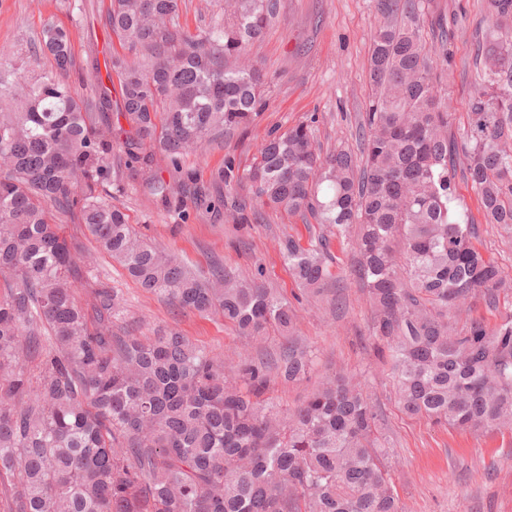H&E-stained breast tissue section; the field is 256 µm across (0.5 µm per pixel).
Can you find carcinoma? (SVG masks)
Instances as JSON below:
<instances>
[{"instance_id": "cac0c4a2", "label": "carcinoma", "mask_w": 512, "mask_h": 512, "mask_svg": "<svg viewBox=\"0 0 512 512\" xmlns=\"http://www.w3.org/2000/svg\"><path fill=\"white\" fill-rule=\"evenodd\" d=\"M182 0H110L107 25L131 60L104 58L119 98L92 69L94 97L72 80L73 32L44 25L38 72L0 45V479L8 512H402L380 443L382 412L336 373L305 404L264 403L273 380L307 377L310 352L275 288L230 268L208 275L148 241L112 203V152L169 216L186 222L207 188L181 164L217 131L245 132L268 105L250 56L281 0H224L196 32ZM370 100L360 154L322 151L316 114L272 131L249 165L233 150L214 173L236 224L268 208L312 217L307 244L280 252L300 294L354 254L366 288L368 340L383 345L396 398L411 417L512 434V313L494 326L457 313L496 304L512 278L476 246L457 193L477 194L485 223L512 244V0H482L476 88L456 164L440 78L453 73L455 33L433 0H375ZM168 172L163 176L162 172ZM85 228L144 291L240 335L274 331L277 358L224 361L177 332L143 340L119 330L122 299L79 264L60 225ZM86 288L82 302L75 284ZM53 341L47 347L46 339Z\"/></svg>"}]
</instances>
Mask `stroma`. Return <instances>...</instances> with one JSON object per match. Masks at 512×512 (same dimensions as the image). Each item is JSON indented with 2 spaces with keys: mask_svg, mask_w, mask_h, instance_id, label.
I'll use <instances>...</instances> for the list:
<instances>
[{
  "mask_svg": "<svg viewBox=\"0 0 512 512\" xmlns=\"http://www.w3.org/2000/svg\"><path fill=\"white\" fill-rule=\"evenodd\" d=\"M70 0H0V44L13 46L23 60L38 70L51 67L49 59L33 53L43 25L50 20L74 32L78 66L89 67L93 58L125 55L126 50L105 24L109 0H82V11ZM456 31L455 66L448 81L454 111L450 131L460 135L468 123L466 102L474 83L470 35L481 18L480 0H435ZM281 11L266 37L251 48L269 79V103L247 132L220 136L203 149L184 157L201 182L224 162L227 149H235L242 163H250L268 131L288 129L310 115H318L317 140L323 150L338 144L355 147V124L363 116L370 86L367 65L373 0H281ZM131 224L166 251L200 269L214 263L246 275H260L287 298L296 299V333L314 353L307 378L298 383L274 382L270 404L286 410L300 405L318 384L336 370L353 373L366 384L380 407L382 440L390 450L391 480L404 512H512V436L460 431L431 425L410 417L398 406L392 380L367 336L369 306L358 284L340 279L323 294L298 299L278 239L289 233L309 242L316 224L300 217L266 213L260 224H232L223 213L191 210L187 222L176 223L144 196L137 180L124 181L115 199ZM94 272L115 288L124 300L122 321L140 336L158 330L181 332L192 342L233 357L276 351L280 339L237 335L217 314L181 311L163 297L144 293L122 274L121 267L103 253H95ZM347 299L344 312L333 311L336 294Z\"/></svg>",
  "mask_w": 512,
  "mask_h": 512,
  "instance_id": "35a3bbf8",
  "label": "stroma"
}]
</instances>
